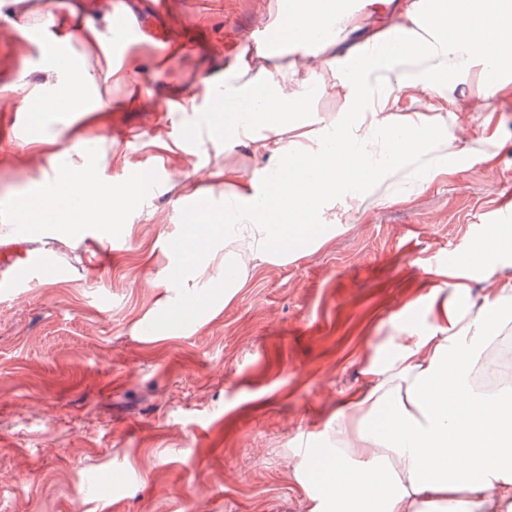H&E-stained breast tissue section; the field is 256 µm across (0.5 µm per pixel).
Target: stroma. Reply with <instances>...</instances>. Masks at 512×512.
Listing matches in <instances>:
<instances>
[{
  "label": "stroma",
  "mask_w": 512,
  "mask_h": 512,
  "mask_svg": "<svg viewBox=\"0 0 512 512\" xmlns=\"http://www.w3.org/2000/svg\"><path fill=\"white\" fill-rule=\"evenodd\" d=\"M266 0H112L100 18L114 62L183 52L146 71L139 95L179 104L223 81L217 43L253 41ZM0 0V71L39 67L53 46ZM235 30H228L226 16ZM492 162H474L410 206L381 205L318 252L259 267L197 329L157 336L151 316L180 235L181 203L156 193L122 223L63 244L0 231V512H307L300 455L336 403L365 382L392 326L423 328L433 294L480 302L481 267L467 257L512 211V102L500 105ZM160 115L112 93V126L90 149L126 135L122 152L165 177L174 158L153 138ZM52 276L14 280L30 257Z\"/></svg>",
  "instance_id": "1"
}]
</instances>
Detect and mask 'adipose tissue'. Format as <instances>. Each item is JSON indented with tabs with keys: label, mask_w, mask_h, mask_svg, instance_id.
<instances>
[{
	"label": "adipose tissue",
	"mask_w": 512,
	"mask_h": 512,
	"mask_svg": "<svg viewBox=\"0 0 512 512\" xmlns=\"http://www.w3.org/2000/svg\"><path fill=\"white\" fill-rule=\"evenodd\" d=\"M376 18L337 10L336 0H297L288 12L290 54L240 42L222 87L207 89L203 118L158 135L170 153L192 141L214 152L247 148L255 172L203 161L174 165L169 188L193 211L172 239V262L154 310L180 333L217 315L260 266L288 264L322 248L370 209L409 205L431 185L474 160L477 143L496 141L494 101L512 100V0H373ZM76 31L42 20L59 54L38 70L0 79V112L24 103L37 116L61 115L22 141L19 162L37 166L26 193L31 209H0V229L49 228L61 241L78 226L108 223L130 199L147 205L151 174L107 183L98 169L119 152L86 151L85 129L112 123L102 87L122 86L182 53H132L115 66L90 13L112 0H72ZM79 42L85 61L64 48ZM316 98L335 114L307 111ZM481 117L480 139L470 120ZM68 151H60L61 136ZM499 235L477 247L489 288L480 303L433 298L426 331L397 329L387 361L371 364L364 386L321 430L330 464L319 485H304L309 512H512V383L488 391L477 382L499 328L512 322V277L489 258Z\"/></svg>",
	"instance_id": "adipose-tissue-1"
}]
</instances>
